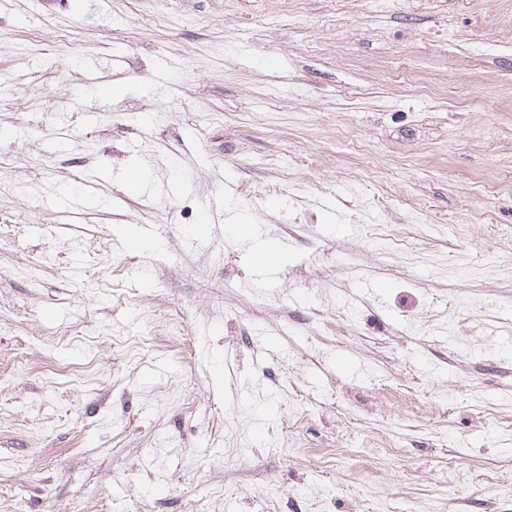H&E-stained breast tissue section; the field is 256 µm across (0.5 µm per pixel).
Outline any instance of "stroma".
I'll return each mask as SVG.
<instances>
[{
  "label": "stroma",
  "instance_id": "obj_1",
  "mask_svg": "<svg viewBox=\"0 0 512 512\" xmlns=\"http://www.w3.org/2000/svg\"><path fill=\"white\" fill-rule=\"evenodd\" d=\"M1 129L0 512H512V0H0Z\"/></svg>",
  "mask_w": 512,
  "mask_h": 512
}]
</instances>
